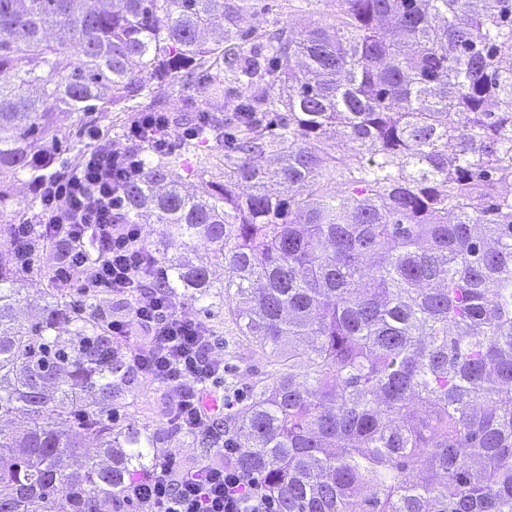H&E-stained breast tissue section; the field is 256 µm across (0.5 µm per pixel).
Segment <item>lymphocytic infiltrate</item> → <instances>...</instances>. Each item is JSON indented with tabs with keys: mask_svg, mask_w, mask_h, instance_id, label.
Here are the masks:
<instances>
[{
	"mask_svg": "<svg viewBox=\"0 0 512 512\" xmlns=\"http://www.w3.org/2000/svg\"><path fill=\"white\" fill-rule=\"evenodd\" d=\"M127 148H113L110 139L94 137L76 167L52 175L38 188V225L20 219L9 244L18 269L35 265V239L55 248V281L79 301L112 298L125 303L123 314L109 315L116 339L128 338L132 326L149 336L126 354L131 374L162 386L170 394L165 407L175 430L207 431L211 417L203 405L206 385L224 374L213 355L216 340L203 323L188 317L182 304L149 292L147 280L166 276L164 266L142 243L139 225L121 223V185L138 170L137 145L166 149L170 139L149 128L131 127ZM92 280H84L88 265ZM210 458L187 468L174 456L162 458L145 477L130 483L143 512H278L261 482L236 464L237 449L216 441Z\"/></svg>",
	"mask_w": 512,
	"mask_h": 512,
	"instance_id": "1",
	"label": "lymphocytic infiltrate"
}]
</instances>
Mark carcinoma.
Wrapping results in <instances>:
<instances>
[{"instance_id": "carcinoma-1", "label": "carcinoma", "mask_w": 512, "mask_h": 512, "mask_svg": "<svg viewBox=\"0 0 512 512\" xmlns=\"http://www.w3.org/2000/svg\"><path fill=\"white\" fill-rule=\"evenodd\" d=\"M339 3L333 35L285 26L248 52L233 27L251 0H0V230L8 184L57 173L58 115L138 98L126 129L205 77L231 116L144 150L121 188L124 220L185 252L154 247L156 287L267 363L196 447L233 442L280 512H512V0ZM18 275L0 261V419L26 418L0 428V512H113L164 456L121 421L123 344L51 267L18 320ZM88 441L97 455L62 469Z\"/></svg>"}]
</instances>
